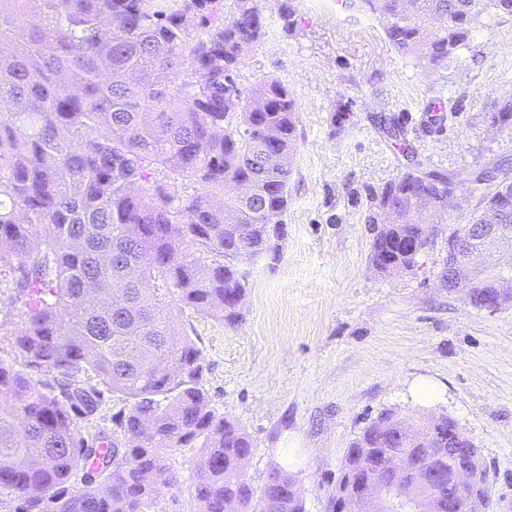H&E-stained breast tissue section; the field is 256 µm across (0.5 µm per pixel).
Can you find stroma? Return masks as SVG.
<instances>
[{"mask_svg": "<svg viewBox=\"0 0 512 512\" xmlns=\"http://www.w3.org/2000/svg\"><path fill=\"white\" fill-rule=\"evenodd\" d=\"M257 5L266 34L233 76L288 89L297 151L282 255L246 262L242 321L181 317L212 407L250 434L253 484L282 467L306 512H325L347 448L382 410L448 415L487 465L493 512H512V307L476 309L440 282L449 230L479 205L475 173L512 161V130L490 122L512 98V18L484 14L456 57L429 69L351 0ZM437 100L449 114L432 126L424 109ZM392 122L402 139L387 135ZM411 155L452 174L456 197L412 270L379 273L369 263L371 227L385 221L379 196ZM421 379L436 385L435 401L413 397ZM166 464L178 483L162 489L157 512H193L199 449H174Z\"/></svg>", "mask_w": 512, "mask_h": 512, "instance_id": "obj_1", "label": "stroma"}]
</instances>
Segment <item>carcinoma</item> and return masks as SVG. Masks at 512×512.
<instances>
[{
	"label": "carcinoma",
	"mask_w": 512,
	"mask_h": 512,
	"mask_svg": "<svg viewBox=\"0 0 512 512\" xmlns=\"http://www.w3.org/2000/svg\"><path fill=\"white\" fill-rule=\"evenodd\" d=\"M157 0H0V283L20 305L0 360V508L5 512H153L175 483L166 456L193 447L203 463L195 512H305L296 478L271 468L247 477L253 443L210 405L199 349L179 314L242 318L249 272L240 258L280 260L273 225L288 209L296 151L293 96L266 79L233 78L244 47L264 34L256 0H185L205 10L206 38ZM390 45L435 68L453 58L486 12L512 0H358ZM512 129V100L491 115ZM184 180L202 193L178 196ZM508 171L471 220L512 224ZM453 178L412 161L379 197L382 237L369 261L408 271L431 243L417 219L448 208ZM221 261L202 265L204 256ZM93 372L99 385L83 375ZM128 408L108 435L84 436L103 390ZM448 415L383 410L347 448L326 512H356L336 496L361 479L387 498L385 459L406 478L435 468L430 432ZM80 476L72 485L73 476ZM461 512H489L487 465Z\"/></svg>",
	"instance_id": "1"
}]
</instances>
